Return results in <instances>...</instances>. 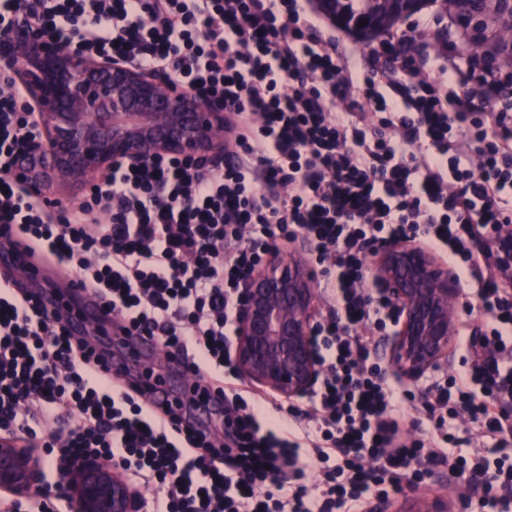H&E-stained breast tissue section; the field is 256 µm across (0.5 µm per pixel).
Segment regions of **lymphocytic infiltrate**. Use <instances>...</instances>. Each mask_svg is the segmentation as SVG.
I'll return each mask as SVG.
<instances>
[{"mask_svg":"<svg viewBox=\"0 0 512 512\" xmlns=\"http://www.w3.org/2000/svg\"><path fill=\"white\" fill-rule=\"evenodd\" d=\"M502 3L483 0L478 26L422 17L365 64L309 0H0L1 37L33 25L166 74L223 102L225 125L223 163L116 161L61 208L15 169L41 129L0 64V226L224 398L220 439L153 411L4 279L0 437L61 463L112 461L148 491L145 512H354L433 464L462 495L484 488L491 512H512V284L490 260L512 224V61L483 26ZM297 237L323 282V377L307 407L272 421L232 364L234 315L242 279ZM409 237L469 277L483 318L460 322L461 371L416 393L382 374L377 341L397 316L365 286L369 247ZM406 400L425 424L408 440Z\"/></svg>","mask_w":512,"mask_h":512,"instance_id":"1","label":"lymphocytic infiltrate"}]
</instances>
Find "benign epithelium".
I'll return each mask as SVG.
<instances>
[{
  "instance_id": "1",
  "label": "benign epithelium",
  "mask_w": 512,
  "mask_h": 512,
  "mask_svg": "<svg viewBox=\"0 0 512 512\" xmlns=\"http://www.w3.org/2000/svg\"><path fill=\"white\" fill-rule=\"evenodd\" d=\"M0 61L14 66L42 136L15 164L29 189L86 184L122 160L147 165L160 155L204 158L224 150V103L203 102L162 74L122 58L90 57L27 31L0 42ZM308 245L272 250L241 284L235 363L254 385L287 399L314 391L320 378L311 331L315 285L300 255ZM373 274L398 321L383 349L387 376L416 380L451 362L460 284L454 271L417 239L376 248ZM491 260L512 265V237L493 247ZM74 512H139L117 467L90 456L59 471ZM46 488L45 461L31 448L0 442V493L24 501ZM370 512H448L447 505L411 494L404 506L377 500Z\"/></svg>"
}]
</instances>
